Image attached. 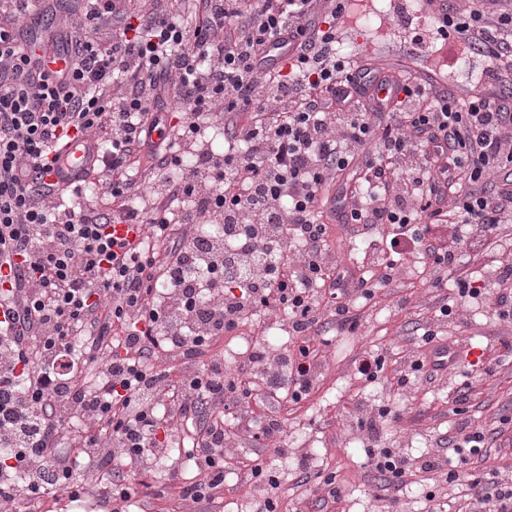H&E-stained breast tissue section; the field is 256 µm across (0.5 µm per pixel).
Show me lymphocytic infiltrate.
<instances>
[{"label":"lymphocytic infiltrate","mask_w":512,"mask_h":512,"mask_svg":"<svg viewBox=\"0 0 512 512\" xmlns=\"http://www.w3.org/2000/svg\"><path fill=\"white\" fill-rule=\"evenodd\" d=\"M0 15V512L18 499L80 501L83 456L111 470L99 493L112 512L164 490L131 476L154 461L180 425L190 428L199 477L170 485L186 504L224 487L227 403L305 400L320 362L323 315L356 331L355 299L372 300L396 276L388 253L423 255L441 282L457 253L431 234L458 224L497 236L512 223V0H425L434 20L411 46L457 39L485 66L467 93L410 73L380 74L342 54L351 0H170L131 23L127 0H85L105 36L68 35L31 50L19 19L46 0H9ZM287 40L277 67L269 46ZM65 66L52 70L56 60ZM169 88L182 120L154 111ZM224 123V149L186 154L205 119ZM94 135V176L43 182L69 135ZM353 182L338 202L349 236L362 238L380 274H337L324 191ZM223 225L219 234L194 227ZM116 224L145 228L134 246ZM459 301L487 298L512 316V264L491 280L459 279ZM282 312L295 338L286 354L258 342L234 372L210 347L260 313ZM201 359L178 383L151 356ZM489 440L460 426L448 446L457 467L393 450L368 464L395 488L414 470L458 479ZM77 450L64 453V444Z\"/></svg>","instance_id":"obj_1"}]
</instances>
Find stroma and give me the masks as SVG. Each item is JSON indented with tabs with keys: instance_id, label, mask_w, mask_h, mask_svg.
I'll return each instance as SVG.
<instances>
[{
	"instance_id": "35a3bbf8",
	"label": "stroma",
	"mask_w": 512,
	"mask_h": 512,
	"mask_svg": "<svg viewBox=\"0 0 512 512\" xmlns=\"http://www.w3.org/2000/svg\"><path fill=\"white\" fill-rule=\"evenodd\" d=\"M84 16L81 0H58L42 16H29L20 26V36L31 42L40 37L39 19L49 21L51 30L61 24L75 25ZM361 61L386 71L412 69L413 63L398 38L375 40L364 23L352 24L345 38ZM512 258V223L504 225L499 239L480 242L475 248H461L457 263L450 267L438 287L427 286L429 273L415 256L404 258L394 281L379 290L374 301H357L353 309L360 317L356 333L328 332L320 352L319 374L310 398L301 407L282 414L280 441L284 454L243 433L232 452L236 458L261 457L281 474V493L287 512H459L475 491L469 478L444 484L437 502L431 503L411 490L384 489L367 465L365 436L353 419L363 412L377 413L389 407L396 421H379L383 443L393 451L415 458L429 453L451 456L442 438L456 431L460 420L485 429L490 438L486 464H474V474L496 472L500 481L512 482V318L501 319L492 311L458 306L451 317L437 320L435 313L447 303L453 282L460 277H492L500 262ZM405 308H398V301ZM434 329L440 340L461 349L459 366L438 374L435 380H418L402 389L389 380L369 384L359 380L356 359L367 351L385 355L390 368L406 370L425 330ZM307 453L313 469L332 472L342 489L338 502L313 505L315 497L300 481L298 453ZM260 494L243 482L242 473L231 467L224 473V495L215 502L192 505V512H254Z\"/></svg>"
}]
</instances>
